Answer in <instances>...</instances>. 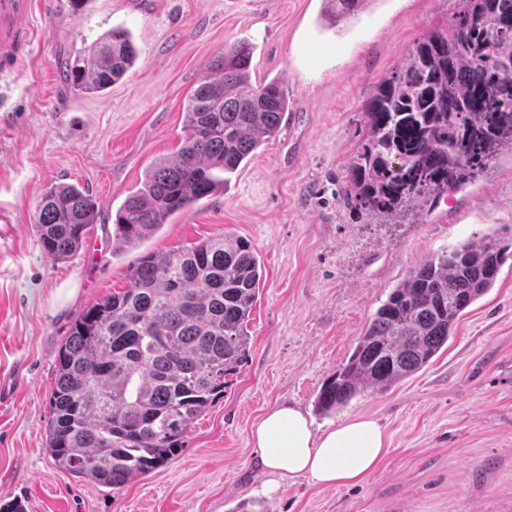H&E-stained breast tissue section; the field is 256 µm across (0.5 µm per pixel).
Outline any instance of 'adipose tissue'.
Wrapping results in <instances>:
<instances>
[{
	"instance_id": "1",
	"label": "adipose tissue",
	"mask_w": 512,
	"mask_h": 512,
	"mask_svg": "<svg viewBox=\"0 0 512 512\" xmlns=\"http://www.w3.org/2000/svg\"><path fill=\"white\" fill-rule=\"evenodd\" d=\"M253 443L263 479L249 495L258 507L287 479L300 477L315 486L359 483L386 451L384 430L375 420L353 419L318 433L302 410L288 404L264 415Z\"/></svg>"
}]
</instances>
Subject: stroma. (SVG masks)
<instances>
[{
  "label": "stroma",
  "mask_w": 512,
  "mask_h": 512,
  "mask_svg": "<svg viewBox=\"0 0 512 512\" xmlns=\"http://www.w3.org/2000/svg\"><path fill=\"white\" fill-rule=\"evenodd\" d=\"M322 0H45L28 20L29 55L0 87V500L25 512H253V430L272 407L326 427L357 418L386 434L361 483L283 481L260 512H512V250L420 372L323 415L316 396L377 308L430 256L494 233L512 239V149L440 204L370 218L344 204L364 140L363 104L415 43L447 27L459 0H372L325 26ZM139 56L108 91L76 96L61 65L115 27ZM253 49V78H283L292 106L223 193L152 237L119 244L113 219L150 164L184 133L187 97L225 46ZM73 184L99 216L69 260L45 255L34 226L47 188ZM249 240L263 267L249 354L166 465L114 490L61 473L47 449L50 396L72 321L147 252L224 235Z\"/></svg>",
  "instance_id": "obj_1"
}]
</instances>
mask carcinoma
Wrapping results in <instances>:
<instances>
[{
    "instance_id": "carcinoma-1",
    "label": "carcinoma",
    "mask_w": 512,
    "mask_h": 512,
    "mask_svg": "<svg viewBox=\"0 0 512 512\" xmlns=\"http://www.w3.org/2000/svg\"><path fill=\"white\" fill-rule=\"evenodd\" d=\"M322 2L335 25L369 0ZM461 4L448 28L419 39L404 69L378 82L367 100L365 139L342 186L344 203L362 214H389L460 188L512 144V0ZM137 58L131 33L117 27L62 74L77 94L101 93ZM251 71L244 42L208 63L188 99L184 138L126 197L115 239L140 243L175 214L224 192L230 175L277 133L290 107L288 85H255ZM97 217L83 190L48 188L35 218L45 254L69 259ZM511 247L487 234L411 269L328 377L317 410L337 412L367 389L387 390L422 370L465 310L494 287ZM261 280L257 254L242 237L144 253L126 287L71 324L46 431L56 467L118 490L178 455L192 423L224 395L248 356Z\"/></svg>"
}]
</instances>
